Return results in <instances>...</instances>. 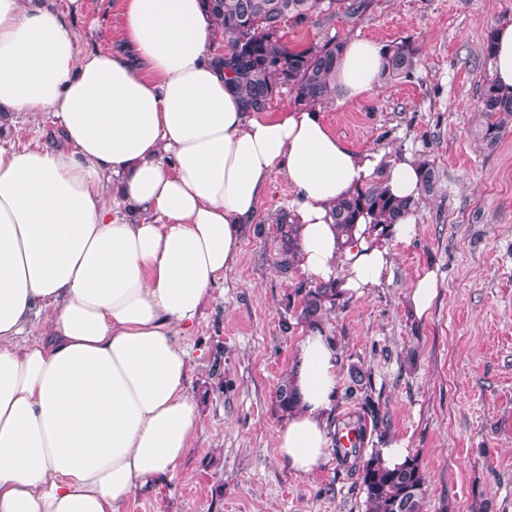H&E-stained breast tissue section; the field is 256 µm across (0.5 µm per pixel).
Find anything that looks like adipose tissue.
<instances>
[{"mask_svg": "<svg viewBox=\"0 0 512 512\" xmlns=\"http://www.w3.org/2000/svg\"><path fill=\"white\" fill-rule=\"evenodd\" d=\"M79 0H0V112L48 113L53 143L0 145V512H125L171 479L199 409L182 344L239 256L272 173L296 227L298 267L357 298L389 279L392 243L339 199L378 183L420 195L412 155L349 148L316 106L247 112L210 51L201 0H116L118 46L81 51ZM491 76L512 94V21L492 30ZM384 46L345 41L340 102L382 83ZM39 339L29 340L34 325ZM341 352L306 332L289 381L296 409L278 431L281 464L309 475L331 450Z\"/></svg>", "mask_w": 512, "mask_h": 512, "instance_id": "1", "label": "adipose tissue"}]
</instances>
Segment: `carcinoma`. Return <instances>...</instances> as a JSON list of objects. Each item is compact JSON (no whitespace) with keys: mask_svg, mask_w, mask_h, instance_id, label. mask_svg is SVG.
I'll return each mask as SVG.
<instances>
[{"mask_svg":"<svg viewBox=\"0 0 512 512\" xmlns=\"http://www.w3.org/2000/svg\"><path fill=\"white\" fill-rule=\"evenodd\" d=\"M336 0H204L206 11L213 18L215 33L224 36V53L215 62L224 68L225 82L240 95L249 112L265 111L283 87L294 95L297 105H321L336 99L338 91L331 76L338 66L343 41L330 38L320 45L292 47L284 41L281 24L290 19L296 25L311 22L315 12L329 20ZM492 36L482 47L485 63L484 79L478 98L482 121L476 129L477 138L488 149L496 148L506 129L512 126V96L499 92L490 75ZM419 64L418 49L410 43L388 46L383 67L386 82L408 78ZM421 194L436 192L438 175L427 159L419 161ZM419 201L396 200L379 186L337 201L333 205L334 223L343 233L361 215L372 223L389 228L405 215L418 210ZM279 232V247L274 264L286 275L295 267V251L289 246L291 225L275 218ZM293 307L297 323L307 330H326L330 315L336 310V282H321L313 286L299 284ZM277 403L283 415L296 407L294 392L285 379L277 389ZM342 460L353 459L358 467V480L364 490L367 512H426L425 475L420 461L410 456L395 468L385 466L379 454L361 460L360 448H334Z\"/></svg>","mask_w":512,"mask_h":512,"instance_id":"carcinoma-1","label":"carcinoma"}]
</instances>
